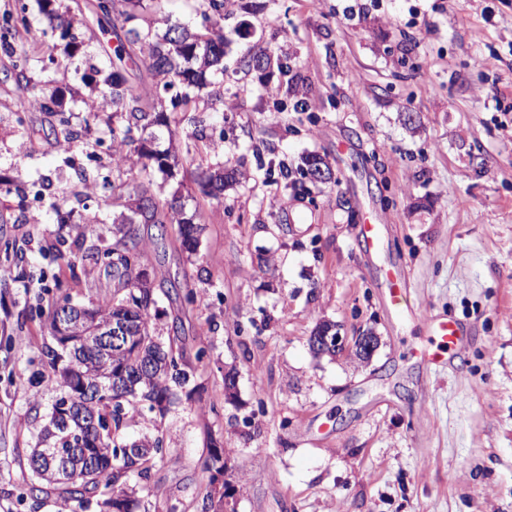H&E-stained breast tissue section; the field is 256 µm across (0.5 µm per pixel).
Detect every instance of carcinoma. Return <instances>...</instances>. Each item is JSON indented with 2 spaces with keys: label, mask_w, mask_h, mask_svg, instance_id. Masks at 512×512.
<instances>
[{
  "label": "carcinoma",
  "mask_w": 512,
  "mask_h": 512,
  "mask_svg": "<svg viewBox=\"0 0 512 512\" xmlns=\"http://www.w3.org/2000/svg\"><path fill=\"white\" fill-rule=\"evenodd\" d=\"M230 2L232 0H207L213 24L202 35L191 33L177 23L169 25L164 33H158L144 17L148 9L144 0H105L103 4H94L100 15L97 23L101 29L129 17L135 18L125 31L130 49H119L112 55L107 53L102 66L92 67L97 76L94 92L104 99H112V147L121 153L120 160L110 165L112 179L105 178L103 183H112V199L124 198L133 204L129 208L130 215L124 220L132 228L122 241L112 246V250L133 253L135 262L112 268V277L118 284L112 298L96 300L83 308V313L97 319L99 325L114 320L125 321L137 340L113 352L115 362L121 368L119 391L113 395L117 398L127 395L119 402L114 403L98 394V388L89 376L90 366L99 358L81 342L85 333L81 324H73V333L77 336L72 346L73 354L62 361L61 369L54 371L53 381L61 388L68 376L86 380L88 394L75 411L83 427L78 430L80 437L71 438L55 427L52 417L46 418L41 441H50L56 448H71L73 452L48 467L39 463L35 458L36 449H31L28 465L37 483L31 486L30 493L37 497L52 490L72 505L73 512H83L92 505L99 508V512H108L111 496L93 501V493L103 478L111 494L126 495L130 474L148 477L155 460L163 454L161 438L145 434L139 438L137 452L119 455L117 449L128 444L123 430L146 412L164 416L177 400L173 386H182L189 380L187 368L190 364L183 350L164 345L163 354L156 357L152 345H141V340L155 337L151 311L157 304V292L153 280L140 277V237L133 225H154L157 238L161 240L168 233V225H177L181 247L190 255L198 252L204 226L195 222L196 214L185 212L178 196L169 201L157 196L156 190L163 186H154L147 170L165 173L168 152L138 144L128 137V132L132 129L144 131L152 125L170 126L164 104L168 102L174 108L181 105L186 110L197 101L199 92L212 83V76L224 58V9ZM40 14L43 16V35L58 32L62 39L68 40L62 60L51 57L45 62L23 49L17 50L15 42L22 39L34 21L24 3L0 15V48L12 58L16 85L23 91L20 101L31 99L35 101L34 109L57 117V123L52 125L53 134L73 149L80 145L83 134L65 117L62 101L44 94L45 82L37 78V73L47 70L50 63L69 67L84 40L75 25L68 0H41ZM133 47L156 78L149 93L132 88L119 79V71L135 63ZM203 178L209 179L210 186L202 187V193L216 198L223 193L230 175L216 169L204 174ZM68 309H72V305L66 295L53 304L48 316L50 331H55L56 319Z\"/></svg>",
  "instance_id": "carcinoma-1"
}]
</instances>
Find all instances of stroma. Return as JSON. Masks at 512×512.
Here are the masks:
<instances>
[{"label":"stroma","instance_id":"35a3bbf8","mask_svg":"<svg viewBox=\"0 0 512 512\" xmlns=\"http://www.w3.org/2000/svg\"><path fill=\"white\" fill-rule=\"evenodd\" d=\"M152 17L203 28L205 0H151ZM224 83L198 109L156 128L152 146H222L236 169L220 198L193 178L169 181L205 230L188 258L176 230L139 225L141 261L161 295L157 327L193 373L159 424L163 455L134 480L149 512H512V0H236L224 13ZM264 50L290 70L243 68ZM0 52V512H70L32 499L27 457L58 396L43 315L111 296V266L88 259L126 227L76 172L106 176L112 133L75 110L87 147L44 137L41 113ZM332 179L303 172L310 154ZM49 222L29 223L31 209ZM385 226L366 248V217ZM406 285L388 302L382 271ZM196 289L200 300L184 301ZM449 316L463 355L428 366L425 316ZM372 331L370 362L315 357L322 321ZM238 373V401L224 370ZM264 411H257V400ZM230 458L231 495L209 504L211 441Z\"/></svg>","mask_w":512,"mask_h":512}]
</instances>
